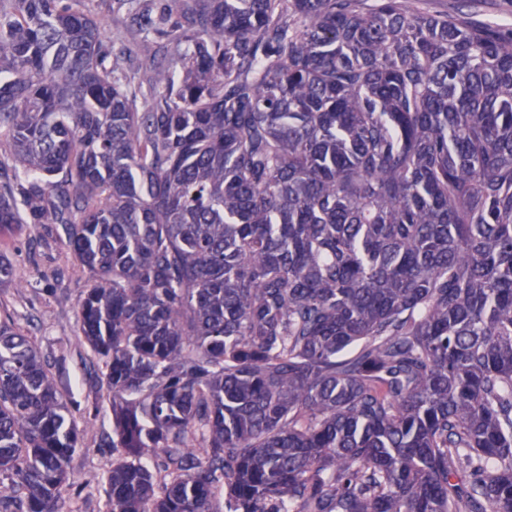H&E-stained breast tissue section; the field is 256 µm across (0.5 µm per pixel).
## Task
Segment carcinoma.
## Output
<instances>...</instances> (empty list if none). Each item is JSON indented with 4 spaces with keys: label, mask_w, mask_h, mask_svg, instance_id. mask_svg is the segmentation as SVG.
I'll return each instance as SVG.
<instances>
[{
    "label": "carcinoma",
    "mask_w": 512,
    "mask_h": 512,
    "mask_svg": "<svg viewBox=\"0 0 512 512\" xmlns=\"http://www.w3.org/2000/svg\"><path fill=\"white\" fill-rule=\"evenodd\" d=\"M85 0H0V233L93 286L106 512H512V29L411 0H166L128 90ZM80 440L0 313V512Z\"/></svg>",
    "instance_id": "obj_1"
}]
</instances>
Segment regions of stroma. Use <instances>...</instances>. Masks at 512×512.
I'll return each instance as SVG.
<instances>
[{"label": "stroma", "instance_id": "35a3bbf8", "mask_svg": "<svg viewBox=\"0 0 512 512\" xmlns=\"http://www.w3.org/2000/svg\"><path fill=\"white\" fill-rule=\"evenodd\" d=\"M86 4L104 22L114 47L131 50L140 66L137 79H145L149 68L175 60V52L145 44L127 0H86ZM413 5L439 15L462 11L473 22L512 28V0H413ZM0 253L14 269V282L0 292V305L51 363L80 429L59 512H104L106 476L112 464L111 449L101 445L108 399L97 359L80 340L79 301L90 283L63 237L52 233L50 225L30 224L21 234L0 237Z\"/></svg>", "mask_w": 512, "mask_h": 512}]
</instances>
